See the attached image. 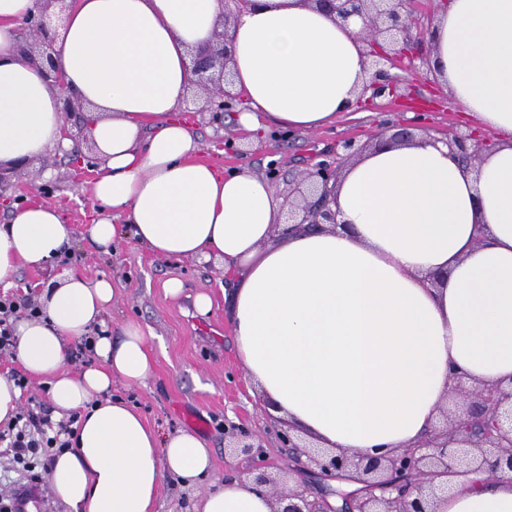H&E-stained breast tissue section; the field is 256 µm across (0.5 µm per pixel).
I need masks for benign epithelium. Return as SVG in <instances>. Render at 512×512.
Segmentation results:
<instances>
[{
    "label": "benign epithelium",
    "mask_w": 512,
    "mask_h": 512,
    "mask_svg": "<svg viewBox=\"0 0 512 512\" xmlns=\"http://www.w3.org/2000/svg\"><path fill=\"white\" fill-rule=\"evenodd\" d=\"M58 0H43L40 13L28 17L23 27L25 41L22 54L40 61L46 78L62 90L61 104L65 119L86 121L84 104L64 91L62 76L55 61V38L44 22L45 13ZM315 8L337 21L346 23L352 17L365 24L369 54L386 55V47L397 52L398 58L408 59L409 67L419 72L429 65L432 26L415 21L409 8L410 0H309ZM230 14L224 13L221 29L212 39L191 55L195 83L205 93L204 108L209 112L231 109L236 100L226 86L232 84L230 63L232 48L227 34ZM399 81L385 68L374 70L371 79L361 89L369 100L397 98ZM452 155L473 164L478 159L479 146L472 131L452 130L444 139ZM364 147L352 138L336 143V150L303 173L294 194L300 197L289 202L290 224H339V211L330 206L331 194L344 165ZM455 397L466 407L449 413L442 411L443 427L432 438L413 449L395 451L382 456L360 452L331 453L323 448L302 449L288 432L280 440L289 449L294 465L291 473L318 475L325 480L353 481L360 484L347 499L345 512H435L437 491L448 487V479L465 478L476 470L491 475L512 473V382L488 389H475L460 379L454 386ZM230 447L249 454L254 444L249 435L226 431ZM248 480L270 494L275 500L274 512H334L323 499H309L305 485L298 484L288 491L277 487V480L257 464Z\"/></svg>",
    "instance_id": "benign-epithelium-1"
}]
</instances>
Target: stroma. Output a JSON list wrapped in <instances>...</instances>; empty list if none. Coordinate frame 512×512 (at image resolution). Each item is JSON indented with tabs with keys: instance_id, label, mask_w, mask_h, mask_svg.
Listing matches in <instances>:
<instances>
[{
	"instance_id": "stroma-1",
	"label": "stroma",
	"mask_w": 512,
	"mask_h": 512,
	"mask_svg": "<svg viewBox=\"0 0 512 512\" xmlns=\"http://www.w3.org/2000/svg\"><path fill=\"white\" fill-rule=\"evenodd\" d=\"M393 73L407 82L404 97L396 104L352 112L329 127L290 136L274 128L257 144L238 128L235 114L218 117L201 111L192 92L188 93L185 106L198 114L195 134L202 145L203 160L227 168L246 166L261 174L268 165L277 164L281 173L277 189L285 196L293 189V177L321 160L338 139L353 136L374 146L380 119L407 118L408 104H426L425 123L435 134H444L456 124L458 107L451 99H444L439 106L431 104L429 80H415L402 67L394 68ZM232 144L241 149V156H229L228 147ZM47 168L56 169L59 178L46 202L60 209L70 224L71 251L40 269L21 267L13 286L0 288V295L35 300L47 282L65 274L89 279L106 276L112 279L117 292L108 322L117 327L134 319L152 332L156 354L152 375L139 387L113 383L112 393L136 405L151 427L164 432L195 430L207 443L213 460L208 475L195 483L167 476L153 512H198L200 497L209 485L226 483L262 461L279 471L287 469L288 453L280 448L274 425L266 421L263 408L251 395L238 367L228 319L229 302L224 297L232 284L224 275L223 263L160 258L125 231L119 234L111 252L101 251L85 234L95 215L91 180L52 153L43 157L39 165L22 166L18 183L7 191L8 198L21 196L37 201L32 187L42 183V172ZM173 277L183 284L182 293L176 297L165 289ZM202 292L209 294L213 302L211 312L205 316L199 315L195 307V297ZM228 422L261 432V448L251 455L226 451L224 425Z\"/></svg>"
}]
</instances>
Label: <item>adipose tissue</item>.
Returning a JSON list of instances; mask_svg holds the SVG:
<instances>
[{"label": "adipose tissue", "instance_id": "obj_1", "mask_svg": "<svg viewBox=\"0 0 512 512\" xmlns=\"http://www.w3.org/2000/svg\"><path fill=\"white\" fill-rule=\"evenodd\" d=\"M222 0H76L56 25L67 90L89 104L102 164L92 184L93 242L120 224L153 254L223 260L239 367L290 427L320 447L381 456L433 430L456 377L512 379V0H449L431 33L430 68L461 118L499 137L472 166L440 137L365 151L336 188L339 227L281 233L283 200L265 177L201 161L180 117L190 52L213 36ZM38 0H0V162H28L63 136L59 92L22 59L17 30ZM234 87L253 140L271 127L323 128L355 111L371 76L360 19L339 23L306 0H252L229 31ZM72 231L51 205L12 208L0 227V285L60 257ZM110 280L48 283L41 317L14 324L15 356L49 383L56 415L80 412L51 469L72 512H152L165 475L193 483L211 452L192 431L161 434L126 401L150 377L143 326L106 330ZM92 338L96 363L67 368ZM251 482L206 489L200 512H271ZM437 512H512V475L454 480Z\"/></svg>", "mask_w": 512, "mask_h": 512}]
</instances>
